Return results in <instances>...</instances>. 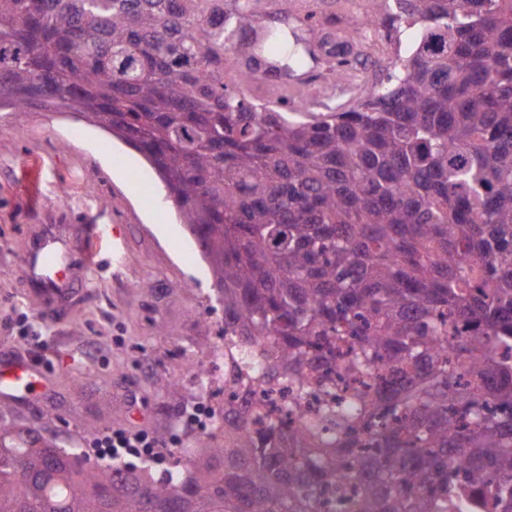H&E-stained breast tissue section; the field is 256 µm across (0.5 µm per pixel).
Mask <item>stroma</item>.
Wrapping results in <instances>:
<instances>
[{"instance_id":"obj_1","label":"stroma","mask_w":512,"mask_h":512,"mask_svg":"<svg viewBox=\"0 0 512 512\" xmlns=\"http://www.w3.org/2000/svg\"><path fill=\"white\" fill-rule=\"evenodd\" d=\"M365 0H267L288 11V27L317 43L328 30L354 36L349 18ZM384 26L364 31L358 64L373 82L395 53ZM125 172L116 180L113 169ZM39 224L120 225L122 257L103 252L71 320L41 319L23 291L19 259ZM34 317L29 344L17 323ZM224 312L192 236L153 167L137 151L69 112H0V358H19L51 386L44 409L10 405L0 426L27 429L52 448H87L115 426L164 436V451L193 447L188 413L202 405L179 377L208 359Z\"/></svg>"}]
</instances>
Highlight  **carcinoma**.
I'll return each mask as SVG.
<instances>
[{"label": "carcinoma", "instance_id": "carcinoma-1", "mask_svg": "<svg viewBox=\"0 0 512 512\" xmlns=\"http://www.w3.org/2000/svg\"><path fill=\"white\" fill-rule=\"evenodd\" d=\"M0 0V110L66 109L157 171L209 262L224 355L287 412L154 478L0 428V512H512V0H368L383 79L255 25L265 0ZM320 110L224 81L233 33Z\"/></svg>", "mask_w": 512, "mask_h": 512}]
</instances>
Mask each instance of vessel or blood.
<instances>
[{
  "mask_svg": "<svg viewBox=\"0 0 512 512\" xmlns=\"http://www.w3.org/2000/svg\"><path fill=\"white\" fill-rule=\"evenodd\" d=\"M101 249L94 225L76 241L61 224H41L33 230L20 255V274L26 295L42 317L63 321L75 314ZM44 388L43 375L24 360L0 364V397L31 404L39 401Z\"/></svg>",
  "mask_w": 512,
  "mask_h": 512,
  "instance_id": "obj_1",
  "label": "vessel or blood"
}]
</instances>
